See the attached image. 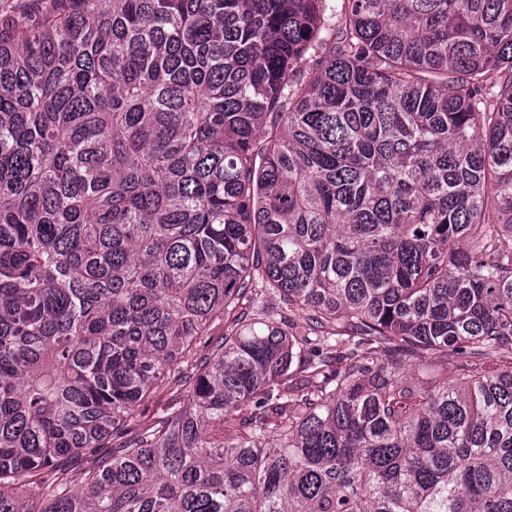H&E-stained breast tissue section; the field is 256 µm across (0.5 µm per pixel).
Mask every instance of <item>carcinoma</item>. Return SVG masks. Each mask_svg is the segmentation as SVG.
<instances>
[{
	"instance_id": "carcinoma-1",
	"label": "carcinoma",
	"mask_w": 512,
	"mask_h": 512,
	"mask_svg": "<svg viewBox=\"0 0 512 512\" xmlns=\"http://www.w3.org/2000/svg\"><path fill=\"white\" fill-rule=\"evenodd\" d=\"M510 345L512 0L0 12V512H512ZM183 402L184 398L182 394L176 392L173 385L168 383L162 385L139 407L134 417L128 421L123 439H121L120 442L135 440L138 435L151 426L163 412L179 403L183 405ZM96 456L91 454H82L68 460L66 469L70 477V489L73 492L80 491L83 488L81 477L83 473L95 464Z\"/></svg>"
}]
</instances>
